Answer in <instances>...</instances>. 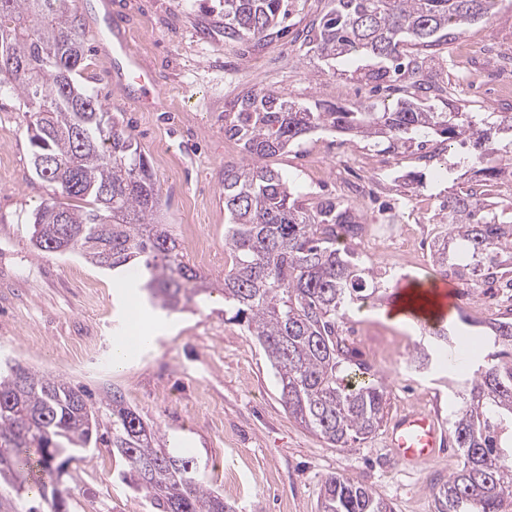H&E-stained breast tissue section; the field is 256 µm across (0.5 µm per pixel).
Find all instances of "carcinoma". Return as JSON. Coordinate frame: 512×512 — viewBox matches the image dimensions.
<instances>
[{
    "label": "carcinoma",
    "instance_id": "cac0c4a2",
    "mask_svg": "<svg viewBox=\"0 0 512 512\" xmlns=\"http://www.w3.org/2000/svg\"><path fill=\"white\" fill-rule=\"evenodd\" d=\"M496 0H329L312 23L309 51L329 62L356 65L353 75L380 84L426 68V51L448 40V28L492 16ZM283 0H224V38L258 37L276 27ZM24 63L17 77L0 68V89L23 102L32 155L53 166L38 173L53 187L32 217V245L88 262L105 254L109 269L137 273L152 306L189 308L211 284L184 261L160 215V192L147 157L95 91L79 82L88 69L83 24L73 0H0V53ZM414 91L393 108L375 104L314 108L272 90L250 93L224 113V135L241 142L243 157L224 168V314L256 336L281 388L290 416L326 443L346 448L374 434L384 421L387 387L359 359L342 324L357 302L398 295L353 243L366 223L334 198L307 206L269 160L316 130H334L408 149L438 136L472 144L462 165L486 181L512 176V114L438 112ZM52 106L40 117L35 104ZM512 202H486L468 191L448 193L441 223L448 232L432 246V265L469 291L488 269L512 274ZM413 361L452 362L461 337L452 327L428 332ZM491 347L457 392L462 405L451 421L463 458L437 496V512H512V318L482 338ZM110 444L127 463L121 478L151 497L161 512H224V502L200 479L195 459L157 444L156 432L109 397ZM102 411L81 385L40 374L20 363L0 366V478L39 468L53 512H62L57 474L104 439ZM320 512H393L369 488L340 474L324 480Z\"/></svg>",
    "mask_w": 512,
    "mask_h": 512
}]
</instances>
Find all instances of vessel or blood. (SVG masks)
I'll return each instance as SVG.
<instances>
[{
  "label": "vessel or blood",
  "instance_id": "b4317fda",
  "mask_svg": "<svg viewBox=\"0 0 512 512\" xmlns=\"http://www.w3.org/2000/svg\"><path fill=\"white\" fill-rule=\"evenodd\" d=\"M99 50L110 65L118 85L125 87L136 83L142 100L152 101L150 74L143 68L121 28H110L108 36L100 39ZM388 439L397 460L407 467L416 468L434 457L443 434L429 414L416 410L393 422Z\"/></svg>",
  "mask_w": 512,
  "mask_h": 512
}]
</instances>
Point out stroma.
<instances>
[{
	"mask_svg": "<svg viewBox=\"0 0 512 512\" xmlns=\"http://www.w3.org/2000/svg\"><path fill=\"white\" fill-rule=\"evenodd\" d=\"M115 21L124 27L165 108L143 107L136 91H121L99 52L94 35L97 0H75L83 18L91 60L84 77L109 112L128 125L157 179L165 215L184 259L197 265L187 227L197 224L216 256L203 273L222 283L224 168L242 157L239 142L224 134V114L248 93L275 90L301 102L392 105V87L355 78L345 62L328 65L307 53L302 31L327 0H286L279 26L259 37H224L219 0H115ZM512 59V0H498L496 16L452 31L434 49L433 77L445 92L439 111L462 106L470 112L512 113V101L497 102L482 82ZM315 146L307 135L271 164L293 183L302 199L347 201L337 179L368 177L382 189L364 217L375 232H392L388 211L410 195L420 222L413 234L429 250L444 231L440 204L449 190L480 188L474 174L453 165L452 153L430 163L417 148L386 151L384 143L334 135L321 173L304 162ZM52 194L33 172L26 118L12 93L0 94V355L83 385L93 399L119 391L129 407L158 429L162 443L186 449L198 462L206 487L233 512H318L325 478L341 473L365 485L395 512H436L434 494L461 466L453 441L420 469L397 464L385 430L347 448H336L289 416L272 369L257 339L224 318V298L213 293L201 308L173 312L174 328L159 335L123 367L112 366V343L122 330L127 295L134 283L85 261L34 249L30 221ZM512 308L504 281L482 284L469 301H457L447 324L463 334L487 332L490 322ZM389 302L353 311L343 325L359 353L386 349L372 372L386 383V419L421 409L448 426L458 402L457 381L469 366H412L414 347L425 339L422 322H391ZM124 459L103 445L61 477L68 488L66 512H156L152 500L119 476Z\"/></svg>",
	"mask_w": 512,
	"mask_h": 512,
	"instance_id": "obj_1",
	"label": "stroma"
}]
</instances>
